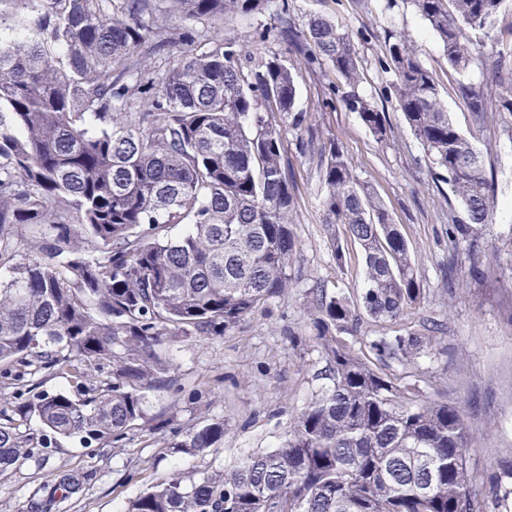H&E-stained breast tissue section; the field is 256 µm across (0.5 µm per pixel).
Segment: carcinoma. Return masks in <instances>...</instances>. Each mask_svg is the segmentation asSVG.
<instances>
[{
  "label": "carcinoma",
  "mask_w": 512,
  "mask_h": 512,
  "mask_svg": "<svg viewBox=\"0 0 512 512\" xmlns=\"http://www.w3.org/2000/svg\"><path fill=\"white\" fill-rule=\"evenodd\" d=\"M0 0V467L75 439L119 443L144 424L147 390L167 389L168 337H217L240 327L291 287L298 251L293 177L283 127L302 128L297 86L277 57L254 61L221 38L224 15L267 0ZM504 0H412L465 73L475 44ZM281 20L254 40L295 39L288 0ZM208 21L170 26L168 17ZM187 46L162 74L151 56ZM297 49L332 64L352 91L341 97L379 141L385 114L353 91L360 60L349 35L324 17ZM396 104L441 181L460 203L465 235L495 207L483 156L448 116L438 88L406 37L390 47ZM499 90L466 88L479 121L512 112V69ZM324 223L344 226L361 250L357 301L320 289L308 301L324 366L320 393L295 415L281 443L220 475H178L141 493L124 512H479L460 411L430 400L392 370L419 365L434 336L350 339L362 325L397 322L421 298L406 239L332 142L321 155ZM184 226L168 237V230ZM112 362L93 381L91 364ZM64 374L72 391L49 393L31 372ZM37 422L39 428L31 426ZM224 445V421L169 443L202 452ZM87 476L61 470L35 512L80 498ZM491 502L512 501V459L489 480Z\"/></svg>",
  "instance_id": "obj_1"
}]
</instances>
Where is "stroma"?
<instances>
[{
	"label": "stroma",
	"instance_id": "35a3bbf8",
	"mask_svg": "<svg viewBox=\"0 0 512 512\" xmlns=\"http://www.w3.org/2000/svg\"><path fill=\"white\" fill-rule=\"evenodd\" d=\"M289 18L303 33L311 17L333 21L352 38L360 57L357 92L387 115L390 131L377 141L358 113L330 100L341 80L331 65L308 66L293 42L253 40L256 29L279 21L274 0L249 15L224 17V39L236 40L255 56H276L293 69L298 110L307 112L316 135L284 130V155L293 173L297 214L292 231L299 243L288 269L292 286L271 314L255 313L240 328L210 338L178 337L164 346L175 367V383L145 394L146 427L127 434L121 446L83 448L65 441L49 456H33L0 471V512H32L34 492L58 469L88 475L81 498L55 512H123L127 502L172 473L187 478L223 472L243 456L277 446L295 414L318 392L314 375L322 366L307 314L311 289L358 297L363 261L350 245L346 267H337L331 238L346 239L344 227L328 233L323 222L325 188L320 151L327 141L343 146L355 175L368 183L407 240L422 297L403 320L380 326L365 322L355 348L367 337L395 336L439 321L443 333L421 359L416 379L426 396L456 407L470 426L465 450L474 480L485 498V477L512 457V115L478 124L464 87L496 88L497 66L512 61V0L490 25L477 32L475 58L466 74L449 68L441 42L409 0H288ZM404 35L432 74L454 124L486 160L497 209L491 223L468 235L455 234L463 217L448 186L439 182L424 150L406 124L390 84L388 53L393 36ZM165 420L156 428V420ZM224 422V445L181 452L167 445L173 433Z\"/></svg>",
	"mask_w": 512,
	"mask_h": 512
}]
</instances>
